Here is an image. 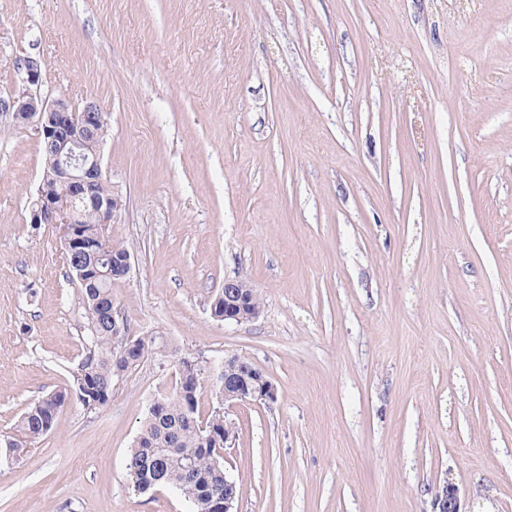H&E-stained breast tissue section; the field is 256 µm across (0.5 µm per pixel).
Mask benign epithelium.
I'll return each instance as SVG.
<instances>
[{"label":"benign epithelium","mask_w":512,"mask_h":512,"mask_svg":"<svg viewBox=\"0 0 512 512\" xmlns=\"http://www.w3.org/2000/svg\"><path fill=\"white\" fill-rule=\"evenodd\" d=\"M43 62L37 58L23 59L26 82L37 86L42 82ZM0 112L12 115L17 124L33 122L54 159V167L43 171L41 183H54L53 189H38V196L32 204L31 223L59 225L64 251L75 258L74 272L78 279L91 274L124 279L131 270V254H108L106 248L89 253L84 237L78 235L74 224H84L93 218L97 224L96 240L105 243L111 237L112 223L117 220L121 209L119 196H101L96 184L103 180L101 144L107 129L103 126L100 110L93 102L81 108L74 107L63 96L44 98L39 94L24 92L7 101L0 100ZM246 283L240 279L224 281L218 300L224 301V313L219 319L226 322L242 323L258 316V312L245 304ZM112 352L117 358L128 359L139 352V341L130 337L128 329L112 315ZM238 357L224 360L216 373L215 387L220 401L228 404L238 402H267L275 398V386L266 373L252 366L245 375L236 373ZM209 438L216 445L213 457V474L224 473V449L230 447L236 438L234 423L224 428V437L210 431ZM458 490L447 485L436 497L438 512H460Z\"/></svg>","instance_id":"benign-epithelium-1"}]
</instances>
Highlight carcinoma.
Segmentation results:
<instances>
[{
	"label": "carcinoma",
	"mask_w": 512,
	"mask_h": 512,
	"mask_svg": "<svg viewBox=\"0 0 512 512\" xmlns=\"http://www.w3.org/2000/svg\"><path fill=\"white\" fill-rule=\"evenodd\" d=\"M112 284L110 278L80 283L88 334L83 337L86 355L78 366L74 385L78 402L90 411L96 406L80 384L110 396L114 378L118 376L112 354ZM68 399L66 391L49 393L20 416L11 436L13 456H20L28 445L50 431L56 415ZM200 424L195 394L184 396L176 390L162 399L158 409H148L138 442L125 464L133 486L141 492L148 490L157 472L161 471L164 475L162 483L183 498L187 512H207L209 503L222 502L224 493L236 492V485L229 477L212 475L214 449L205 442ZM186 460L195 469L194 484L182 471V463Z\"/></svg>",
	"instance_id": "cac0c4a2"
}]
</instances>
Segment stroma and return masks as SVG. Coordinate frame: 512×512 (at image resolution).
<instances>
[{"label": "stroma", "mask_w": 512, "mask_h": 512, "mask_svg": "<svg viewBox=\"0 0 512 512\" xmlns=\"http://www.w3.org/2000/svg\"><path fill=\"white\" fill-rule=\"evenodd\" d=\"M95 102L112 306L165 348L106 405L72 394L81 289L34 224L35 125L0 113V436L71 397L28 452L0 446V512H185L124 464L178 362L239 356L276 387L227 409L237 512H512V0H0V99ZM230 278L263 305L211 314Z\"/></svg>", "instance_id": "35a3bbf8"}]
</instances>
